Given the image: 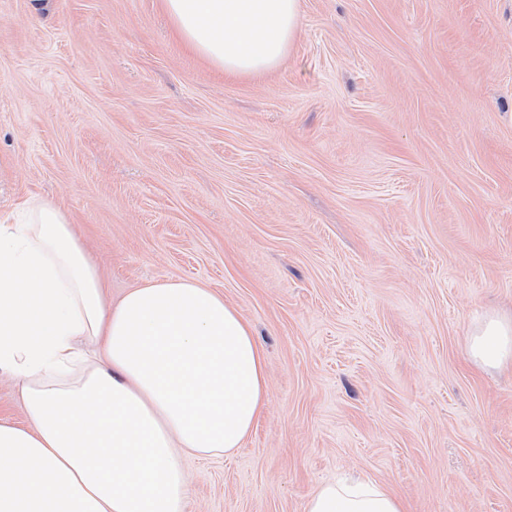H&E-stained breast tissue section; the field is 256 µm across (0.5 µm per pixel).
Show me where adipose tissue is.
Wrapping results in <instances>:
<instances>
[{
	"label": "adipose tissue",
	"mask_w": 512,
	"mask_h": 512,
	"mask_svg": "<svg viewBox=\"0 0 512 512\" xmlns=\"http://www.w3.org/2000/svg\"><path fill=\"white\" fill-rule=\"evenodd\" d=\"M174 35L242 77L277 66L300 0H162ZM484 369L512 364V316L470 334ZM25 420L0 419V512H183L180 460L240 448L267 378L251 325L190 280L108 296L69 215L33 197L0 222V374ZM305 512H404L374 480L327 484Z\"/></svg>",
	"instance_id": "adipose-tissue-1"
}]
</instances>
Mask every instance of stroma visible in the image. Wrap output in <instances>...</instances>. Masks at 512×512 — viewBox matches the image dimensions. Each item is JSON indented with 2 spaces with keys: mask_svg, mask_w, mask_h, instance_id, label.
Wrapping results in <instances>:
<instances>
[{
  "mask_svg": "<svg viewBox=\"0 0 512 512\" xmlns=\"http://www.w3.org/2000/svg\"><path fill=\"white\" fill-rule=\"evenodd\" d=\"M234 78L160 0H0V215L70 216L112 300L177 279L251 324L264 412L185 456L184 512H304L344 473L406 512H512V0H300ZM468 354L484 369L512 364V315H490L470 334Z\"/></svg>",
  "mask_w": 512,
  "mask_h": 512,
  "instance_id": "obj_1",
  "label": "stroma"
}]
</instances>
